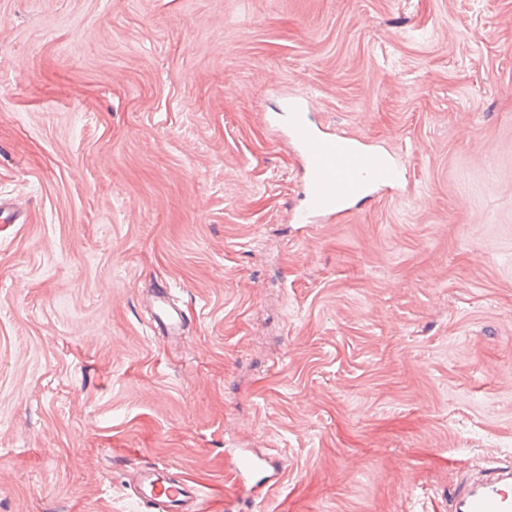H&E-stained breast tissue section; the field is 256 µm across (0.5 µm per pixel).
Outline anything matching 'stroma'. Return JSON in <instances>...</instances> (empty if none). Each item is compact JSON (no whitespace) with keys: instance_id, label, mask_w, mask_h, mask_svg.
<instances>
[{"instance_id":"1","label":"stroma","mask_w":512,"mask_h":512,"mask_svg":"<svg viewBox=\"0 0 512 512\" xmlns=\"http://www.w3.org/2000/svg\"><path fill=\"white\" fill-rule=\"evenodd\" d=\"M398 180L298 224L283 100ZM0 512H451L512 463V0H0ZM169 289L181 336L150 328ZM236 483L243 479L245 474L256 472H269L268 462L264 456L242 454L234 468ZM160 469L143 468L136 480L137 501L153 512H201L200 497L188 480L165 487L159 482Z\"/></svg>"}]
</instances>
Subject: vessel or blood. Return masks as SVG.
<instances>
[{
	"mask_svg": "<svg viewBox=\"0 0 512 512\" xmlns=\"http://www.w3.org/2000/svg\"><path fill=\"white\" fill-rule=\"evenodd\" d=\"M288 140L302 157L309 186L304 210L295 216L296 223L307 224L318 216L345 214L354 194L361 190V175H369L370 187H380L398 178L391 159L383 152L365 148L361 142L325 132L314 123L307 104L296 97L286 98ZM153 321L156 329L168 335L181 334L184 312L174 306L166 290L152 296ZM260 472L264 478L260 489L249 491L246 501L265 497L282 478L279 471L268 468L265 457L241 455L235 467L236 479ZM134 494L150 512H202L200 497L189 481L164 486L159 470L143 468L136 480ZM452 512H512V467L494 466L487 477L466 480L451 496Z\"/></svg>",
	"mask_w": 512,
	"mask_h": 512,
	"instance_id": "1",
	"label": "vessel or blood"
}]
</instances>
